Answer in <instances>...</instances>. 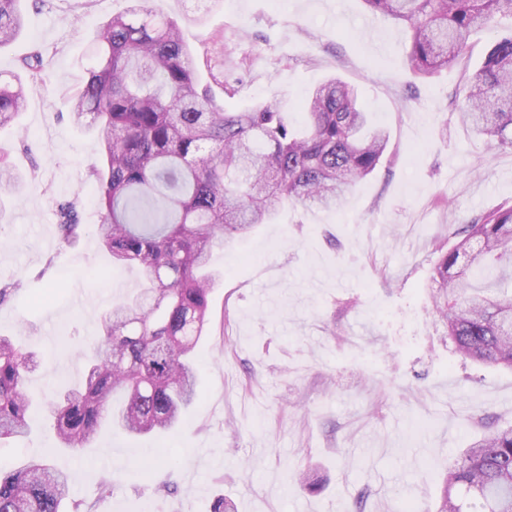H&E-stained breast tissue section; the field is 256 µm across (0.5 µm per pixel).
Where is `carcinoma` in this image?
Listing matches in <instances>:
<instances>
[{"label":"carcinoma","mask_w":512,"mask_h":512,"mask_svg":"<svg viewBox=\"0 0 512 512\" xmlns=\"http://www.w3.org/2000/svg\"><path fill=\"white\" fill-rule=\"evenodd\" d=\"M408 31L417 76L453 67L471 33L512 16V0H363ZM25 27L22 0H0V49ZM223 47L198 56L177 21L149 0H127L92 42L83 79L69 89L72 121L96 133L101 165L91 172L101 220L96 235L118 266L140 271L142 287L102 316L101 340L86 357L85 383L48 403L63 448L92 443L103 423L141 435L173 429L197 397L191 354L208 324L209 294L220 279L217 246L270 224L277 207L342 205L376 168L390 142L373 124L358 90L339 77L315 86L292 127L274 101L228 110L209 85ZM41 76L43 54L22 60ZM25 82L0 72V128L16 123ZM452 99L462 121L492 150L512 149V31L487 52ZM26 176L0 153V197ZM62 238L83 228L77 203L59 207ZM459 233L458 246L435 267L434 312L456 349L471 360L512 368V206L492 208ZM477 246H472L471 242ZM33 351L0 336V440L26 434L34 402ZM436 512H512V427L484 435L443 477ZM84 512L70 499L68 476L46 461L0 471V512Z\"/></svg>","instance_id":"carcinoma-1"}]
</instances>
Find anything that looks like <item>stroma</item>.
<instances>
[{"label":"stroma","mask_w":512,"mask_h":512,"mask_svg":"<svg viewBox=\"0 0 512 512\" xmlns=\"http://www.w3.org/2000/svg\"><path fill=\"white\" fill-rule=\"evenodd\" d=\"M151 5L196 53L223 39L227 108L273 100L295 124L309 91L337 75L357 87L390 144L339 209L288 207L214 250L222 276L194 351L197 401L180 428L105 429L74 452L57 447L37 411L27 436L0 441V469L46 460L92 512H211L222 498L246 512H352L360 496L364 512H434L442 473L482 435L468 416H484L485 429L512 426V370L465 360L431 304L433 269L457 230L512 205V151L488 150L450 104L512 19L473 32L468 55L419 78L405 28L363 0ZM126 6L38 0L0 50V72L20 71L36 46L44 58L16 126L0 130L11 164L30 175L0 221V281L23 282L0 303V335L37 354L28 384L46 401L82 380L103 313L141 286L138 270L113 267L97 239L90 172L100 146L73 125L67 98L99 27ZM67 201L84 226L69 242L57 227ZM308 468L321 490L300 482Z\"/></svg>","instance_id":"stroma-1"}]
</instances>
